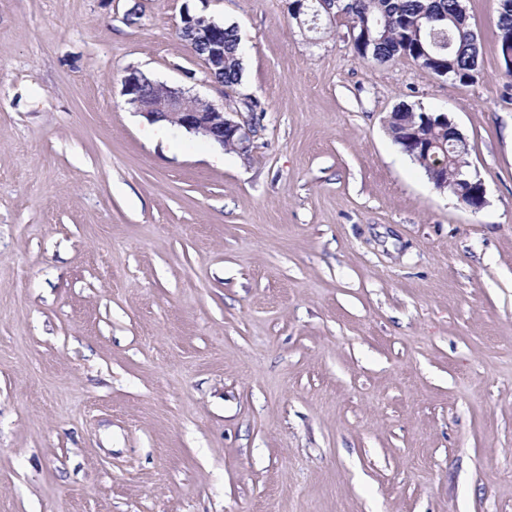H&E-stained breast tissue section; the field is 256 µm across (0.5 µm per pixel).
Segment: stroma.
<instances>
[{
	"instance_id": "obj_1",
	"label": "stroma",
	"mask_w": 512,
	"mask_h": 512,
	"mask_svg": "<svg viewBox=\"0 0 512 512\" xmlns=\"http://www.w3.org/2000/svg\"><path fill=\"white\" fill-rule=\"evenodd\" d=\"M462 5L467 84L287 0H0V512H512V76ZM186 12L237 25L241 85ZM132 68L256 97L251 154L155 138ZM401 105L454 119L480 211ZM421 112L435 111L422 109L415 111L406 106L399 107L388 121L389 136L402 152L410 156L424 170L435 190L452 192L455 189V183L468 185L471 189L472 202L467 207L475 212L481 210L486 204V189L477 173L469 169L470 163L466 159L469 154L467 138L448 117V113L435 112L440 113L448 121L447 125L439 123L436 117L434 122L424 121ZM410 137L414 138V145L407 143ZM419 145H422L423 149H415ZM430 146L432 148L427 150ZM448 148L453 152L448 151ZM457 150L461 152L462 163L455 171L453 179L451 172L458 161L460 162L458 159L460 154L454 152ZM448 153L450 160H448Z\"/></svg>"
}]
</instances>
